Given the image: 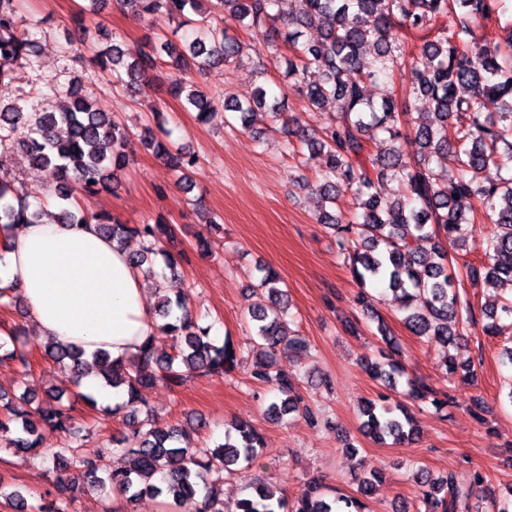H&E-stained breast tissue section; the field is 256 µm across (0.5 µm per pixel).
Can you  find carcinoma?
Here are the masks:
<instances>
[{"label":"carcinoma","mask_w":512,"mask_h":512,"mask_svg":"<svg viewBox=\"0 0 512 512\" xmlns=\"http://www.w3.org/2000/svg\"><path fill=\"white\" fill-rule=\"evenodd\" d=\"M16 2L0 0V87L8 85L14 65L22 60L32 63L40 54L41 20L20 23ZM208 2L210 7L203 10L200 0H119L139 19L192 24L201 36L179 48L165 33L157 32L146 51L134 54L114 43L94 52L90 61L130 90L158 64L165 65L179 74L171 80L169 93L184 99L203 118L213 101L186 74L194 68L238 63L250 50L214 22V16H233L245 30L269 37L268 47L274 51L283 43L291 52L286 59L288 88L306 100L309 111L331 102L336 114L318 129L295 118L283 121L282 102L267 97L261 86L224 102V111L239 120L244 132L252 131L250 117L265 112L282 121V130L306 147L310 156L321 158L320 182L310 187L324 204L317 221L332 230L337 252L354 279L362 287L369 282L387 284L413 335L434 336L446 347L455 345L462 336L460 328L476 323L475 311L454 291L458 279L465 276L503 295L512 294V33L504 43L485 33L497 19L500 0H298L297 11L285 23L279 17L280 0ZM190 12L198 19L189 18ZM448 14L453 15V24L436 27V21ZM312 27L319 29V38H305ZM416 33L422 66L413 69V93L428 102L429 111L409 127L408 113L393 92L374 101L367 95V86L393 78L407 36ZM368 44L375 47V56L366 62L362 50ZM491 99L501 103L500 111H487L486 102ZM409 134L420 148L413 160L404 157L399 146ZM129 137L127 127L112 113L95 108L75 88L56 112L0 108V152L18 150L49 175V191L62 201L60 223L92 221L101 234L120 242L128 234L141 236L145 246L132 261L138 268L147 267L153 276V257L164 254L162 243L173 237L172 225L114 223L105 212L85 211L75 196L77 191L91 196L110 188L117 172L130 162ZM168 137L169 131L160 124L144 128L141 141L174 170L193 167L195 156L172 148ZM435 159L447 162L448 177L441 178L431 166ZM349 190L357 194L359 212L348 217L336 212V207L340 193ZM465 202L477 203L480 218L490 224L480 243L488 259L483 274L467 262L458 264L454 256L470 250L475 216L472 208L463 206ZM42 215L41 209L17 200L14 184L0 169V224H38ZM431 240L430 252L419 250V242ZM260 273L252 291L256 301L248 307V328L249 340L264 349V358L254 363L250 379L278 391L267 407L272 417L278 420L295 414L312 423L314 413L296 390V376L276 363L277 352L297 356L306 350L307 341L286 332L288 294L279 287V274L269 267L260 268ZM162 278L157 333L125 361L103 350L94 354L97 373L106 385L122 388L126 394L117 411L124 414L131 433L120 438L118 445L129 466L112 471L105 454L83 456L71 447L81 486L59 474L53 499L36 506V512H69L74 493L81 488L117 490L128 502L147 492L175 502L199 496L202 512H223L212 472L231 473L233 467L253 461L264 447L261 435L246 423L235 425L212 448H191L178 444L176 427L160 426L148 416L139 419L146 408L142 389L156 384L180 387L194 377H230L243 361L242 352L228 342L217 344L210 337V327L187 315L186 307L170 295L171 279L165 274ZM416 297L423 300L419 310L412 308ZM504 318L512 319V297L483 312L482 331L496 335ZM160 333L173 337V353L159 354ZM44 350L58 366L74 373L82 366L81 351L54 344ZM30 357L25 347L10 348L0 337V362H13L26 370ZM364 366L384 389L360 408L365 433L377 443L390 440L402 445L416 435L408 409L401 403L391 406L390 394L428 400L439 410L451 404L447 391L416 379L399 388L405 370L395 357L383 362L366 359ZM25 403L19 406L0 395V452L51 462L55 471H61L64 454L42 447V429L78 436L81 427L73 415L75 402L65 403L48 393L42 398L31 396ZM382 478L378 468L364 471L355 496H331L326 486L311 480L292 502L276 486L256 479L249 485L248 496L238 501L237 512H366L365 499ZM414 479L424 512H471L473 489L458 488L453 475L436 479L417 472ZM472 481L496 512H512V489L506 496L497 495L479 469L474 470Z\"/></svg>","instance_id":"obj_1"}]
</instances>
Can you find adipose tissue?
<instances>
[{"label":"adipose tissue","instance_id":"ef3b65f1","mask_svg":"<svg viewBox=\"0 0 512 512\" xmlns=\"http://www.w3.org/2000/svg\"><path fill=\"white\" fill-rule=\"evenodd\" d=\"M1 240L0 288L22 296L40 336L125 359L154 332L143 271L95 223L8 224Z\"/></svg>","mask_w":512,"mask_h":512}]
</instances>
